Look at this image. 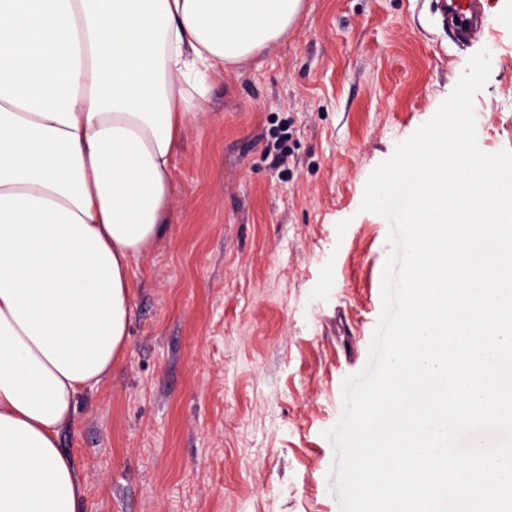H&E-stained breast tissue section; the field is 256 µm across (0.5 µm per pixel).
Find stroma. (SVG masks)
Listing matches in <instances>:
<instances>
[{
  "mask_svg": "<svg viewBox=\"0 0 512 512\" xmlns=\"http://www.w3.org/2000/svg\"><path fill=\"white\" fill-rule=\"evenodd\" d=\"M480 2L491 24L462 42L440 0H305L274 52L215 82L171 228L132 262L124 358L60 436L84 512H338L324 432L367 363L390 252L366 182L482 49L477 144L512 151V0Z\"/></svg>",
  "mask_w": 512,
  "mask_h": 512,
  "instance_id": "1",
  "label": "stroma"
}]
</instances>
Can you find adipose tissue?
<instances>
[{"instance_id": "adipose-tissue-1", "label": "adipose tissue", "mask_w": 512, "mask_h": 512, "mask_svg": "<svg viewBox=\"0 0 512 512\" xmlns=\"http://www.w3.org/2000/svg\"><path fill=\"white\" fill-rule=\"evenodd\" d=\"M304 0H0V512H83L59 446L111 374L185 128Z\"/></svg>"}]
</instances>
